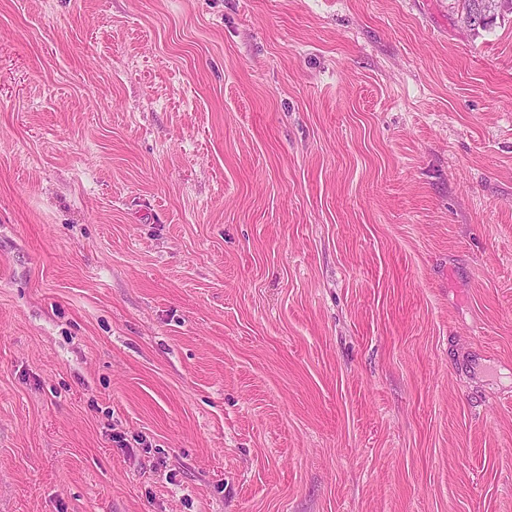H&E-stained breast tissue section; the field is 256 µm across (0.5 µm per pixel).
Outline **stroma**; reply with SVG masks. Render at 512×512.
Wrapping results in <instances>:
<instances>
[{
    "label": "stroma",
    "mask_w": 512,
    "mask_h": 512,
    "mask_svg": "<svg viewBox=\"0 0 512 512\" xmlns=\"http://www.w3.org/2000/svg\"><path fill=\"white\" fill-rule=\"evenodd\" d=\"M0 0V512H512V16Z\"/></svg>",
    "instance_id": "obj_1"
}]
</instances>
